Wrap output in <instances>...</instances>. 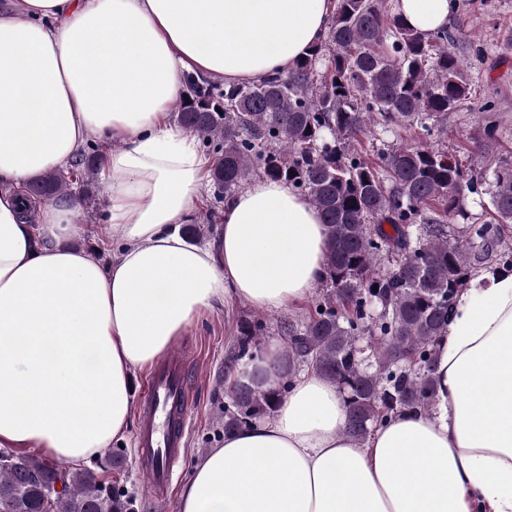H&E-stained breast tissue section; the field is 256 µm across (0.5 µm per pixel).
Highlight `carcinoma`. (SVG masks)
I'll return each mask as SVG.
<instances>
[{"mask_svg":"<svg viewBox=\"0 0 512 512\" xmlns=\"http://www.w3.org/2000/svg\"><path fill=\"white\" fill-rule=\"evenodd\" d=\"M185 85L175 116L207 147L212 209L259 175L292 184L327 226L320 294L279 325L288 367L274 387L227 388L224 433L270 416L302 366L337 385L355 441L394 413L431 411L436 343L462 289L479 264L512 271V251L494 250L512 228V162L467 167L430 144L383 141L414 126L441 132L472 100L449 29L410 28L389 0H334L323 39L288 72L224 89L189 75ZM365 137L381 144L371 155ZM102 158L98 146L80 151L28 182L25 200L87 185ZM471 195L489 196L479 214L466 209ZM266 332L261 319L240 326L224 375L261 356ZM57 480L51 512H134L93 470L24 454L0 468V512H43Z\"/></svg>","mask_w":512,"mask_h":512,"instance_id":"cac0c4a2","label":"carcinoma"}]
</instances>
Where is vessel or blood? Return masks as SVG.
I'll use <instances>...</instances> for the list:
<instances>
[{
  "mask_svg": "<svg viewBox=\"0 0 512 512\" xmlns=\"http://www.w3.org/2000/svg\"><path fill=\"white\" fill-rule=\"evenodd\" d=\"M194 392L190 359L176 351L154 366L139 398L137 458L155 502L168 499L183 459Z\"/></svg>",
  "mask_w": 512,
  "mask_h": 512,
  "instance_id": "b4317fda",
  "label": "vessel or blood"
}]
</instances>
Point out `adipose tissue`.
Instances as JSON below:
<instances>
[{
	"mask_svg": "<svg viewBox=\"0 0 512 512\" xmlns=\"http://www.w3.org/2000/svg\"><path fill=\"white\" fill-rule=\"evenodd\" d=\"M454 0H395L444 27ZM331 0H13L0 11V447L76 464L132 423L134 371L229 298L295 305L324 275L326 227L285 181L224 204L217 245L187 242L206 160L171 122L183 76L225 85L285 72L320 41ZM109 151L104 265L64 196L27 223L26 182L87 143ZM436 412L406 410L357 442L338 387L298 373L272 416L197 462L178 512H512V275L462 292L437 347Z\"/></svg>",
	"mask_w": 512,
	"mask_h": 512,
	"instance_id": "ef3b65f1",
	"label": "adipose tissue"
}]
</instances>
